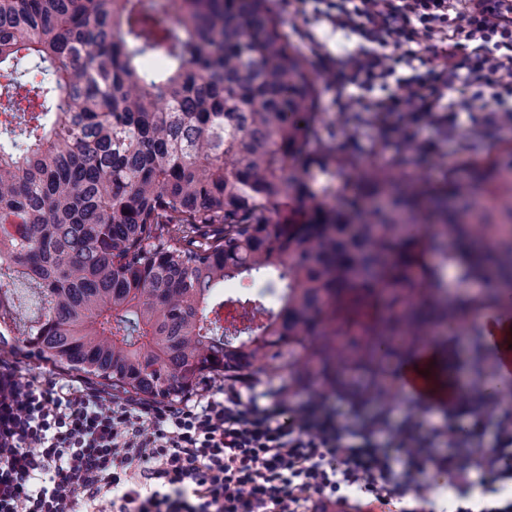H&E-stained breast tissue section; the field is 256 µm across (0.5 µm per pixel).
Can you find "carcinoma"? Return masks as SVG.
<instances>
[{"label": "carcinoma", "mask_w": 512, "mask_h": 512, "mask_svg": "<svg viewBox=\"0 0 512 512\" xmlns=\"http://www.w3.org/2000/svg\"><path fill=\"white\" fill-rule=\"evenodd\" d=\"M2 79L0 350L173 399L297 349L374 366L391 336L463 334L512 299L451 305L425 261L512 284V146L465 141L434 187L409 178L403 112L368 150L388 163H366L268 0H0ZM319 175L352 195L315 201ZM258 276L255 297L221 292Z\"/></svg>", "instance_id": "obj_1"}]
</instances>
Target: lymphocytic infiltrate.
Wrapping results in <instances>:
<instances>
[{"instance_id":"obj_1","label":"lymphocytic infiltrate","mask_w":512,"mask_h":512,"mask_svg":"<svg viewBox=\"0 0 512 512\" xmlns=\"http://www.w3.org/2000/svg\"><path fill=\"white\" fill-rule=\"evenodd\" d=\"M317 2L358 39L335 79L361 89L364 111L418 123L459 84L499 105L512 98V0ZM432 39L440 51L422 59ZM499 404L494 392L463 393L429 428L379 414L350 429L322 396L284 423L279 402L236 393L200 406L118 403L0 369V512H99L105 501L112 512H318L363 493L403 498L430 465L450 476L456 512H512V414Z\"/></svg>"}]
</instances>
